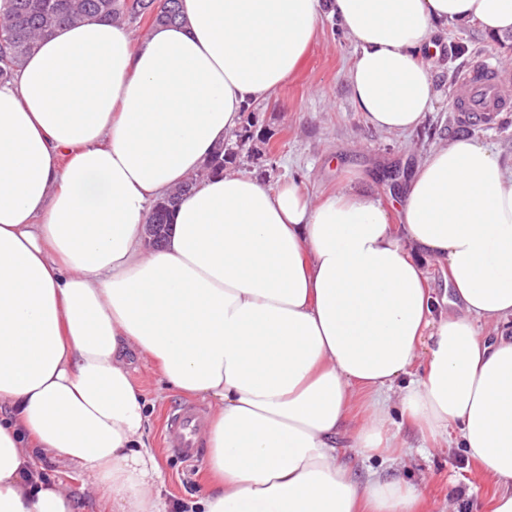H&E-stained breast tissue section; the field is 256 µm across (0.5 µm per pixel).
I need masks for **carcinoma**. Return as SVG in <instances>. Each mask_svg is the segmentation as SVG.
<instances>
[{
    "instance_id": "1",
    "label": "carcinoma",
    "mask_w": 512,
    "mask_h": 512,
    "mask_svg": "<svg viewBox=\"0 0 512 512\" xmlns=\"http://www.w3.org/2000/svg\"><path fill=\"white\" fill-rule=\"evenodd\" d=\"M155 0H0V81L13 78L26 58L34 51L37 39L61 26L85 20H102L119 24L138 23L149 18L152 24H172L182 20L180 0H164L155 10ZM226 150L220 149L207 160L202 170L184 185L182 191L201 178L224 172ZM178 194L155 203L153 222L158 233L172 223Z\"/></svg>"
}]
</instances>
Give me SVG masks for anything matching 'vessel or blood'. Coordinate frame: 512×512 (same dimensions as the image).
<instances>
[{"label":"vessel or blood","instance_id":"1","mask_svg":"<svg viewBox=\"0 0 512 512\" xmlns=\"http://www.w3.org/2000/svg\"><path fill=\"white\" fill-rule=\"evenodd\" d=\"M462 109L472 117L502 112L512 107V92L501 79L498 68L475 65L465 72L460 92ZM205 427V414L197 406L182 404L167 419V442L170 451L186 462H194Z\"/></svg>","mask_w":512,"mask_h":512}]
</instances>
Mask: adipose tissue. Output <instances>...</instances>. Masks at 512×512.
Returning <instances> with one entry per match:
<instances>
[{
	"mask_svg": "<svg viewBox=\"0 0 512 512\" xmlns=\"http://www.w3.org/2000/svg\"><path fill=\"white\" fill-rule=\"evenodd\" d=\"M134 42L90 20L41 38L0 83V512H74L57 459L112 512H177L145 439L134 360L206 401L202 512H419L410 483L358 479L339 451L397 453L391 402L423 444L467 449L512 512V163L471 135L433 149L400 223L351 186L312 201L228 171L183 196L161 247L151 204L196 172L299 64L323 16L355 41L370 125L418 128L440 26L512 36V0H182ZM448 269L436 310L427 260ZM501 324L482 337L483 323ZM420 376H412L416 362ZM366 421L350 428L355 394Z\"/></svg>",
	"mask_w": 512,
	"mask_h": 512,
	"instance_id": "1",
	"label": "adipose tissue"
}]
</instances>
